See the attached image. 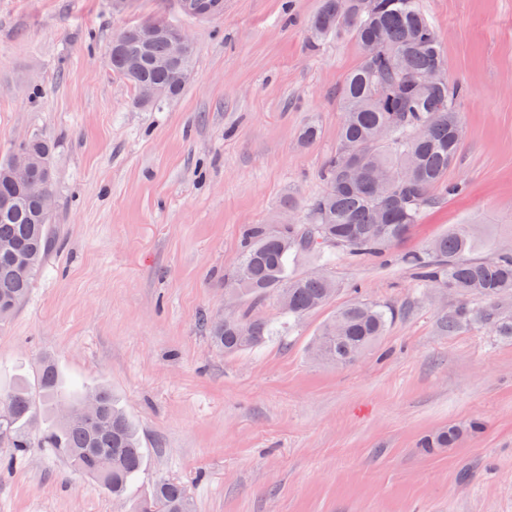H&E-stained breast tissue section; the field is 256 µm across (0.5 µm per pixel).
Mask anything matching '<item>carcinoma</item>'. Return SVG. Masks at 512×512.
<instances>
[{
  "mask_svg": "<svg viewBox=\"0 0 512 512\" xmlns=\"http://www.w3.org/2000/svg\"><path fill=\"white\" fill-rule=\"evenodd\" d=\"M180 4L194 17L224 13V0ZM148 25H128L115 33L107 63L135 89L149 83L178 97L189 83L198 50L179 64L169 56L168 40L145 42ZM308 32L313 47L328 38L354 40L361 59L339 89L342 119L336 150L323 171V191L303 205L306 222L248 225L238 264L224 277L233 306L221 324L202 319L210 344L226 355L291 334L305 316L335 297L336 284L325 270L333 255L384 256L409 236L424 209L436 202V190H459V184L448 182V169L461 143L458 102L466 89L446 79L433 85L419 81L429 68L442 64L444 56L418 0H375L371 11L363 10L362 0H321ZM128 51L141 59L135 74L128 72ZM381 127L390 130L386 140L377 136ZM25 150L32 158L29 178L38 182L44 167L53 166V146L33 136ZM14 160L12 155L0 161V201H8L0 207V324L27 298L53 244L52 211L41 213L35 200L19 193L11 178ZM481 247L471 225L460 224L406 261L424 284L484 300L481 306L462 305L442 319L448 332L475 323L512 339V313L500 307L503 298L512 297V254L502 253L492 261L472 258ZM303 263L321 272H303ZM271 295L280 301L276 322L255 314ZM396 315L394 307L368 300L341 306L319 327L309 354L321 363L352 365L385 335ZM36 375L38 395L21 382L3 397L11 411L0 418V442L15 458L28 456L34 448H54L112 498H126L143 471L144 455L136 425L112 390L96 387V412L87 420L66 421L58 417L56 407L62 402L80 404L87 388L64 389L55 363L47 357L40 360ZM458 437L459 431L450 428L424 445L446 447ZM101 455L112 458L108 477L95 469ZM134 512H194V505L184 486L160 480Z\"/></svg>",
  "mask_w": 512,
  "mask_h": 512,
  "instance_id": "cac0c4a2",
  "label": "carcinoma"
}]
</instances>
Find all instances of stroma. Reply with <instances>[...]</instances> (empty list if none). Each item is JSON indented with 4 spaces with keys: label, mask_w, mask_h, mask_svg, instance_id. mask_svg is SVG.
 I'll use <instances>...</instances> for the list:
<instances>
[{
    "label": "stroma",
    "mask_w": 512,
    "mask_h": 512,
    "mask_svg": "<svg viewBox=\"0 0 512 512\" xmlns=\"http://www.w3.org/2000/svg\"><path fill=\"white\" fill-rule=\"evenodd\" d=\"M320 0H0V159L22 138L54 145L53 253L0 325V394L53 358L67 388L107 385L135 421L146 465L125 503L56 449L11 460L0 444V512H121L156 480L196 512H512V339L441 318L463 305L404 258L458 224L482 259L512 251V0H420L467 94L448 179L382 259L338 255L336 296L282 340L227 356L200 320L224 309L244 228L304 217L324 188L341 120L336 91L359 63L351 40L310 49ZM160 19L198 46L193 76L160 109L139 105L106 53L128 24ZM321 135L302 144L300 129ZM400 309L353 365L308 343L337 308ZM479 418L485 430L424 454L420 437ZM183 11L194 17H214L223 15L224 0H181Z\"/></svg>",
    "instance_id": "stroma-1"
}]
</instances>
